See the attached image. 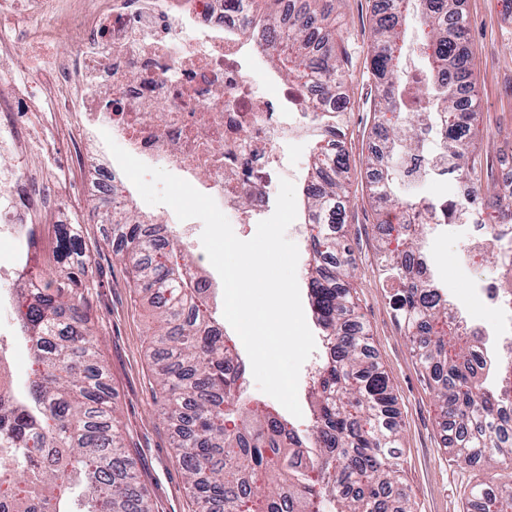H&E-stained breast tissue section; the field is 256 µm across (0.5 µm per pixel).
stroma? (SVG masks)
<instances>
[{"mask_svg": "<svg viewBox=\"0 0 512 512\" xmlns=\"http://www.w3.org/2000/svg\"><path fill=\"white\" fill-rule=\"evenodd\" d=\"M325 2L336 16L347 52L345 147L351 170L343 233L357 264L350 281L355 310L370 349L398 398L403 419L399 440L403 481L410 490L412 512H464L471 488L496 481L498 472L489 466L458 465L449 453L437 398L397 321L391 288L380 266L376 219L387 207L372 193L378 98L369 58L378 21L375 0ZM460 10L469 26L474 62L476 121L471 156L486 173L482 195L488 198L494 193L491 173L498 163L497 147L512 145V0H460ZM94 182L93 173L76 179L71 185L75 213L44 214L38 237L48 247L55 240L58 223L81 224L97 271L85 310L118 409L125 455L149 494L153 512H195L196 504L171 446V429L158 412L160 386L149 351L153 311L136 289L129 264L115 254L111 225L93 219L100 206ZM460 244L458 232L444 225L432 230L426 247L432 275L453 288L467 287L473 277L491 273L490 264L483 260L458 268Z\"/></svg>", "mask_w": 512, "mask_h": 512, "instance_id": "obj_1", "label": "stroma"}]
</instances>
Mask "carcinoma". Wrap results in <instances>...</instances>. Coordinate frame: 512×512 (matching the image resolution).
<instances>
[{"mask_svg": "<svg viewBox=\"0 0 512 512\" xmlns=\"http://www.w3.org/2000/svg\"><path fill=\"white\" fill-rule=\"evenodd\" d=\"M291 2L283 19V0H244L250 21L242 34L256 36L288 77L316 81L318 95L335 103L320 116L321 137L336 138L335 165L312 166L304 188L305 223L317 225L307 257L311 310L332 342L311 378L306 428L265 402H243L244 362L203 289L185 277L186 257L157 238L163 225L143 224L125 211L112 217V233L136 286L155 308L150 349L164 393L160 414L201 512H325L328 506L330 512H411L401 477L397 397L355 320L348 282L356 262L341 233L350 168L336 53L341 31L323 0ZM458 3L422 0L420 21L433 48L431 69L441 73L428 92L448 102L438 114L446 173L477 189L478 170L468 165L474 112L464 99L472 64ZM397 26L395 15L379 18L370 55L379 111L392 114L376 127L378 150L393 156L411 147L414 130L400 121ZM374 191L396 207L406 203L390 172L376 177ZM492 207L483 222L501 237L500 224L512 223V201L496 199ZM377 228L396 241L382 251L380 264L394 290L397 320L448 418L455 461L500 470L497 484L472 488V509L512 512V422L499 411L501 391L486 384L492 364L478 355L482 338L466 342L448 327L439 289L411 261L427 225L394 232L381 219ZM22 272L31 284L13 289L15 325L38 368L19 388L0 353V512H152L117 440V409L88 326L85 290L94 268L81 225H59L51 254L26 253Z\"/></svg>", "mask_w": 512, "mask_h": 512, "instance_id": "obj_1", "label": "carcinoma"}]
</instances>
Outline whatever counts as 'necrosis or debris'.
<instances>
[{
    "mask_svg": "<svg viewBox=\"0 0 512 512\" xmlns=\"http://www.w3.org/2000/svg\"><path fill=\"white\" fill-rule=\"evenodd\" d=\"M0 0V139L33 141L41 150L61 138L80 142L90 129L108 131L121 148L167 170L211 196L239 224H256L289 139L301 138L324 107L307 85H287L276 97L261 93L255 73L265 51L239 36L241 6L224 0ZM80 40L64 56L45 58L40 73L56 91L42 107L19 111L38 99L40 85L16 82L18 49L52 45L67 31ZM90 165L75 151L69 164L33 177L0 167V239L19 240L26 225L55 208ZM254 188L243 206L246 188ZM493 282H472L449 312L466 330L486 337L483 355L498 360L512 346V322L474 316L505 309Z\"/></svg>",
    "mask_w": 512,
    "mask_h": 512,
    "instance_id": "1",
    "label": "necrosis or debris"
}]
</instances>
